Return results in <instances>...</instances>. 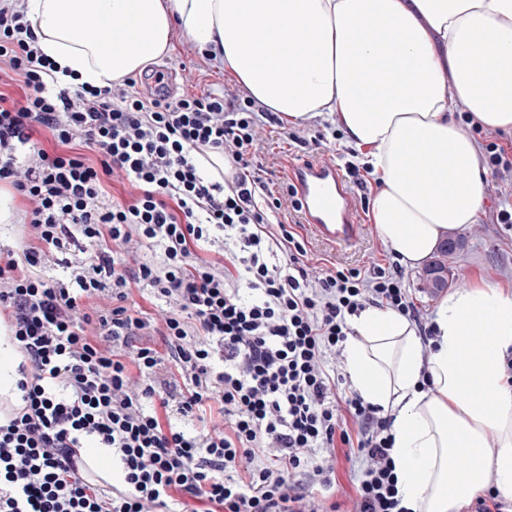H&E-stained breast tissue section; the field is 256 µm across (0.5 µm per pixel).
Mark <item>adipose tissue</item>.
<instances>
[{
    "label": "adipose tissue",
    "mask_w": 512,
    "mask_h": 512,
    "mask_svg": "<svg viewBox=\"0 0 512 512\" xmlns=\"http://www.w3.org/2000/svg\"><path fill=\"white\" fill-rule=\"evenodd\" d=\"M60 80L105 86L141 72L182 32L222 60L288 123L335 117L379 187L375 231L407 268L477 223L486 169L465 112L512 134V0H27ZM108 28L103 44L63 23ZM134 25H126V18ZM380 39L354 62L362 30ZM487 37L475 66V33ZM347 373L361 399L392 418L391 456L409 512H462L496 486L512 495V285L476 276L441 297L434 334L382 307L352 320ZM485 344L471 346L470 333ZM495 451H488V444ZM466 456L463 470L449 458Z\"/></svg>",
    "instance_id": "1"
}]
</instances>
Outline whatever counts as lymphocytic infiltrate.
Returning a JSON list of instances; mask_svg holds the SVG:
<instances>
[{
    "label": "lymphocytic infiltrate",
    "mask_w": 512,
    "mask_h": 512,
    "mask_svg": "<svg viewBox=\"0 0 512 512\" xmlns=\"http://www.w3.org/2000/svg\"><path fill=\"white\" fill-rule=\"evenodd\" d=\"M55 72L25 0H0V185L23 201L0 250L23 356L21 404L0 421V512H184L188 498L329 512L309 488L335 487L340 453L358 468L349 512H407L391 419L347 394L334 362L368 306L431 339L401 269L312 275L298 207L253 168L274 118L253 97L149 96L129 76L72 91ZM212 152L231 168L220 182L199 164ZM66 249L67 276H41ZM137 292L165 302L159 317ZM89 442L111 449L123 487L77 473Z\"/></svg>",
    "instance_id": "f902f5d3"
}]
</instances>
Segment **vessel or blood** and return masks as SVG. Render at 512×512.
Wrapping results in <instances>:
<instances>
[{
    "mask_svg": "<svg viewBox=\"0 0 512 512\" xmlns=\"http://www.w3.org/2000/svg\"><path fill=\"white\" fill-rule=\"evenodd\" d=\"M304 223L323 239L349 246L359 238L363 226L351 204L352 189L333 161H302L289 166Z\"/></svg>",
    "mask_w": 512,
    "mask_h": 512,
    "instance_id": "vessel-or-blood-1",
    "label": "vessel or blood"
}]
</instances>
